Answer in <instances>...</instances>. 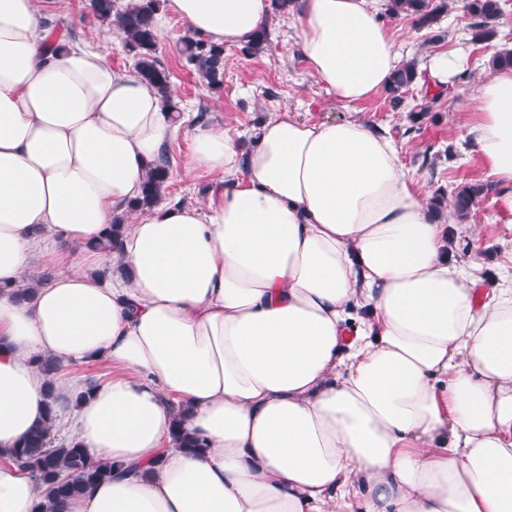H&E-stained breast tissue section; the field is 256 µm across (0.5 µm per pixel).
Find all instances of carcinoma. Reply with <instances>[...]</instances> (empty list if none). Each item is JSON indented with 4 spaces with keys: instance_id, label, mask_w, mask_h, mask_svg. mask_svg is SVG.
Here are the masks:
<instances>
[{
    "instance_id": "cac0c4a2",
    "label": "carcinoma",
    "mask_w": 512,
    "mask_h": 512,
    "mask_svg": "<svg viewBox=\"0 0 512 512\" xmlns=\"http://www.w3.org/2000/svg\"><path fill=\"white\" fill-rule=\"evenodd\" d=\"M89 8L94 19L117 29L125 50L135 59L136 73L157 87L169 111H176L169 98L170 72L157 55L160 0H135L122 10L116 8L114 0H90ZM449 8L448 0H387L384 15L390 18L405 16L412 20L416 29L432 31L440 28ZM468 13L472 18L473 42L485 43L497 36L496 21L502 15V0H470ZM182 54L204 84L216 91L222 88L224 47L205 39L187 37L183 40ZM418 77L413 61L396 69L386 88L394 106L403 103L404 94L416 84ZM170 169V153L164 148L146 174L141 196L128 207V211L151 210L161 198L170 178ZM492 190V185L483 182L456 187L453 205L457 219H467ZM125 221L124 213L116 218L109 233L98 244L99 250L110 252L118 247L121 224ZM39 367L45 377L47 418L19 443L15 460L34 468L45 488V496L36 505L35 512H56L60 501L76 497L88 486L111 478L112 465L94 461L73 441L52 444L51 434L59 404L54 385L58 367L55 360L48 357L39 361Z\"/></svg>"
}]
</instances>
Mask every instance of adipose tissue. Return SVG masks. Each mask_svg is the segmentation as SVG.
<instances>
[{"instance_id": "1", "label": "adipose tissue", "mask_w": 512, "mask_h": 512, "mask_svg": "<svg viewBox=\"0 0 512 512\" xmlns=\"http://www.w3.org/2000/svg\"><path fill=\"white\" fill-rule=\"evenodd\" d=\"M232 47L270 0H168ZM43 0H0V512H34L14 451L43 422L44 378L111 361L71 437L110 479L57 512H512V280L448 263L445 219L362 118L274 114L240 154L192 129L194 168L222 188L169 203L94 245L140 197L174 123L158 89L45 24ZM299 48L346 106L388 86L391 27L366 0H299ZM462 49L429 55L454 83ZM464 140L512 182V69L490 67ZM80 262L14 290L37 256ZM127 277L101 282L104 259ZM185 429L200 442L180 448Z\"/></svg>"}]
</instances>
